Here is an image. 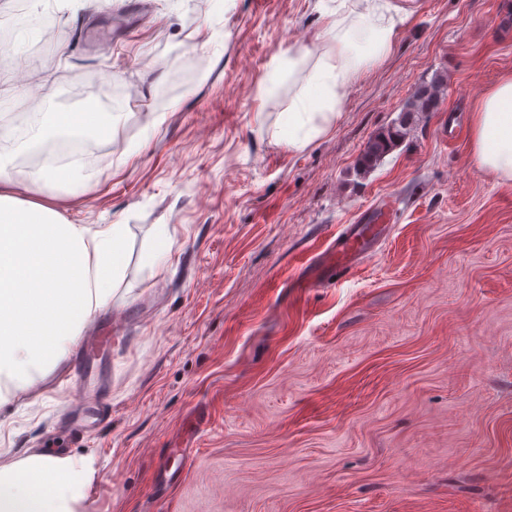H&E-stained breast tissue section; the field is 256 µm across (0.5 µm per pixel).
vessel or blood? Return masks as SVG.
<instances>
[{"label": "vessel or blood", "instance_id": "obj_1", "mask_svg": "<svg viewBox=\"0 0 512 512\" xmlns=\"http://www.w3.org/2000/svg\"><path fill=\"white\" fill-rule=\"evenodd\" d=\"M384 218V212H377L373 216V224L356 226L350 235L337 239L324 261V270L330 271L340 280L349 276L360 260V255L365 248V238L376 236V224ZM111 356L112 325L107 322L98 325L89 336L85 337L71 359L70 373L75 389L63 414L67 422H77L92 405L96 406L103 416H111L110 382L108 376L101 370L103 360Z\"/></svg>", "mask_w": 512, "mask_h": 512}]
</instances>
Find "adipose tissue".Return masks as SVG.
<instances>
[{"mask_svg":"<svg viewBox=\"0 0 512 512\" xmlns=\"http://www.w3.org/2000/svg\"><path fill=\"white\" fill-rule=\"evenodd\" d=\"M321 23L306 44L281 57L270 89L288 87L277 139L302 151L342 115L347 88L382 64L411 10L397 0H318ZM76 112L0 114V374L8 391H26L51 375L96 313L112 302L124 272L122 224H76L54 207L18 197L6 175L26 155H43L44 183L62 196L82 182L80 144L102 135ZM477 169L512 181V76L485 91L473 118ZM97 471L60 452L32 451L0 460V512H82Z\"/></svg>","mask_w":512,"mask_h":512,"instance_id":"obj_1","label":"adipose tissue"}]
</instances>
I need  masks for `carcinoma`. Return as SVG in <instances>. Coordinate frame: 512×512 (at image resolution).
Here are the masks:
<instances>
[{
	"label": "carcinoma",
	"mask_w": 512,
	"mask_h": 512,
	"mask_svg": "<svg viewBox=\"0 0 512 512\" xmlns=\"http://www.w3.org/2000/svg\"><path fill=\"white\" fill-rule=\"evenodd\" d=\"M445 84L446 79L440 74L431 82L414 88L401 110L398 121L380 131L369 142L359 158V171L366 172L372 169L384 156L402 144L410 134L415 117L439 110Z\"/></svg>",
	"instance_id": "obj_1"
}]
</instances>
